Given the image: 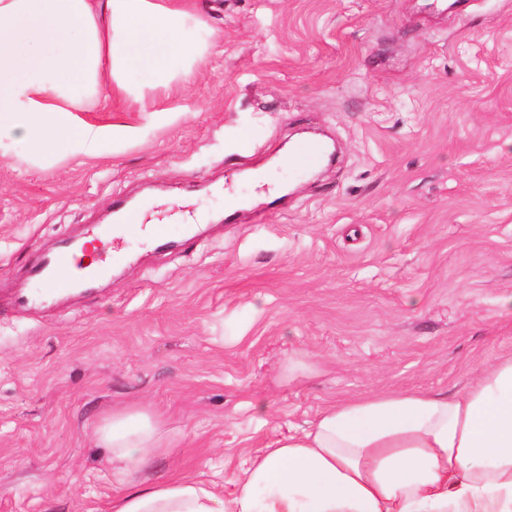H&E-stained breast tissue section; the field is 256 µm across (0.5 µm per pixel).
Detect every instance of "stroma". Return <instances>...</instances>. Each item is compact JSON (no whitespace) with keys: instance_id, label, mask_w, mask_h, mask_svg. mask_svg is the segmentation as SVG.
Instances as JSON below:
<instances>
[{"instance_id":"35a3bbf8","label":"stroma","mask_w":512,"mask_h":512,"mask_svg":"<svg viewBox=\"0 0 512 512\" xmlns=\"http://www.w3.org/2000/svg\"><path fill=\"white\" fill-rule=\"evenodd\" d=\"M193 10L216 44L153 93L179 121L142 111V67L85 115L137 128L120 153L0 151V512H108L124 488L94 429L116 409L175 440L149 480L220 486L329 402L449 394L512 351V0ZM304 132L338 160L284 164ZM137 196L171 249L126 239L102 288L11 308L41 251Z\"/></svg>"}]
</instances>
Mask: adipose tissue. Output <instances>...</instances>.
Instances as JSON below:
<instances>
[{
  "label": "adipose tissue",
  "mask_w": 512,
  "mask_h": 512,
  "mask_svg": "<svg viewBox=\"0 0 512 512\" xmlns=\"http://www.w3.org/2000/svg\"><path fill=\"white\" fill-rule=\"evenodd\" d=\"M213 45L184 0H0V146L36 165L116 151L136 130L86 121L104 82L147 67L187 79ZM94 435L125 492L112 512H512V353L453 394L370 392L330 403L244 461L215 493L200 480L133 486L170 441L135 405Z\"/></svg>",
  "instance_id": "adipose-tissue-1"
}]
</instances>
